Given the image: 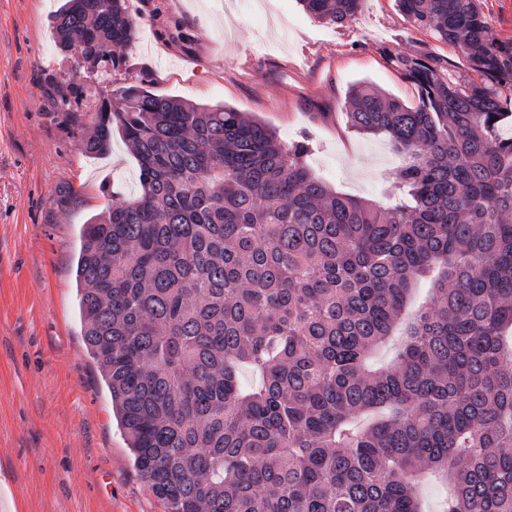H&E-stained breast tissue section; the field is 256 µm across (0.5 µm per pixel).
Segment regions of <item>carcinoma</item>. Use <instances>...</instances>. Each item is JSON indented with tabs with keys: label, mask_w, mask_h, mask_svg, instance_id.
I'll list each match as a JSON object with an SVG mask.
<instances>
[{
	"label": "carcinoma",
	"mask_w": 512,
	"mask_h": 512,
	"mask_svg": "<svg viewBox=\"0 0 512 512\" xmlns=\"http://www.w3.org/2000/svg\"><path fill=\"white\" fill-rule=\"evenodd\" d=\"M299 3L342 27L365 0ZM395 5L469 63L388 55L412 105L351 88V128L401 156L395 206L332 190L307 142L232 107L130 86L123 111L97 108L84 149L109 153L117 129L140 193L83 230L84 336L165 512H422L425 472L454 484L442 512H512V40L489 38L480 0ZM135 34L127 0L56 17L90 67H119ZM425 277L398 360L372 369Z\"/></svg>",
	"instance_id": "cac0c4a2"
}]
</instances>
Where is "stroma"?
<instances>
[{"label":"stroma","instance_id":"stroma-1","mask_svg":"<svg viewBox=\"0 0 512 512\" xmlns=\"http://www.w3.org/2000/svg\"><path fill=\"white\" fill-rule=\"evenodd\" d=\"M62 0H0V512H164L136 474L112 397L90 354L76 261L83 227L137 196L139 168L120 135L85 152L96 99L144 87L190 103L222 102L308 140L307 165L339 192L397 203L400 161L381 137L352 131L360 81L412 103L386 53L464 54L415 30L395 0H366L337 27L298 0H128L137 22L107 73L62 52Z\"/></svg>","mask_w":512,"mask_h":512}]
</instances>
